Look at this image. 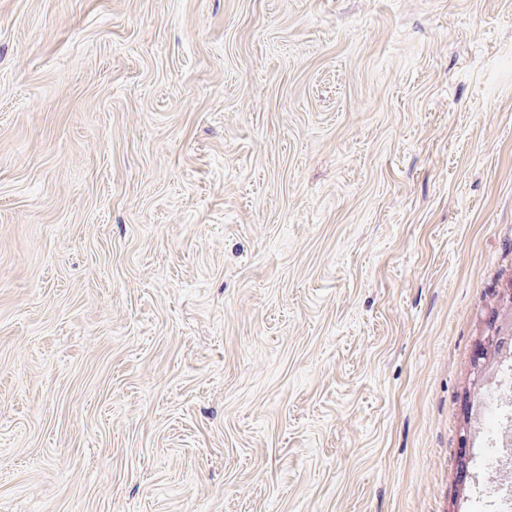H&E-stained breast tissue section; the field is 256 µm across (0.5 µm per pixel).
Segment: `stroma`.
Segmentation results:
<instances>
[{"label":"stroma","instance_id":"obj_1","mask_svg":"<svg viewBox=\"0 0 512 512\" xmlns=\"http://www.w3.org/2000/svg\"><path fill=\"white\" fill-rule=\"evenodd\" d=\"M512 275V0H0V512H468Z\"/></svg>","mask_w":512,"mask_h":512}]
</instances>
